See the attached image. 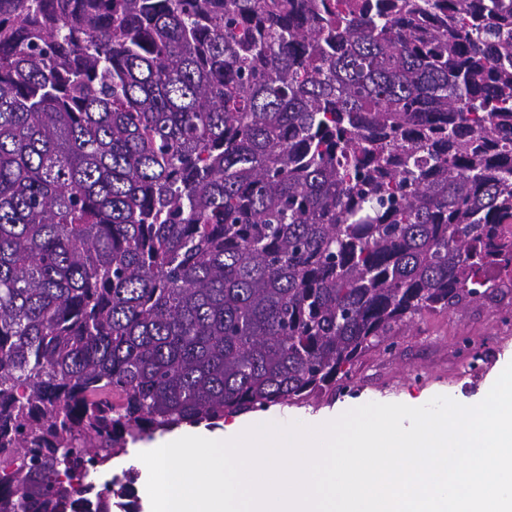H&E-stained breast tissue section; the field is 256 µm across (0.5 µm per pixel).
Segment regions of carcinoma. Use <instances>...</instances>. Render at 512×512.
I'll return each mask as SVG.
<instances>
[{"instance_id":"carcinoma-1","label":"carcinoma","mask_w":512,"mask_h":512,"mask_svg":"<svg viewBox=\"0 0 512 512\" xmlns=\"http://www.w3.org/2000/svg\"><path fill=\"white\" fill-rule=\"evenodd\" d=\"M507 224L512 0H0V512L336 390ZM170 433H172V432H170ZM170 433H165V434L156 433L152 438L145 439V440L140 441L134 445H129L130 448H128L127 454L115 457L111 460V462L107 466L98 467L97 471H92V472H95V473L97 472L102 475L103 478L101 481L97 474L90 473L89 477L85 479V483L91 482L93 485H95V489L93 490V492L95 493L102 488V486L105 482L111 480L112 476L119 475L121 477L123 471L128 470L130 468H134L138 472V478L132 485L134 486L135 493H136L135 498H136L138 504L140 505V511L142 512V510H141V504H142L141 487H140V480H139L140 479V469L135 465L136 461H139V459L137 458V455L141 452L152 450V448H143V447L152 445L153 443H155L159 439H162L165 435L170 434ZM140 500H141V502H140ZM142 509H143V504H142Z\"/></svg>"}]
</instances>
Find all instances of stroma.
Returning <instances> with one entry per match:
<instances>
[{"label":"stroma","mask_w":512,"mask_h":512,"mask_svg":"<svg viewBox=\"0 0 512 512\" xmlns=\"http://www.w3.org/2000/svg\"><path fill=\"white\" fill-rule=\"evenodd\" d=\"M512 363V288L425 312L396 329L392 348L364 352L350 388L295 406H275L266 420L315 425L369 402L412 404L446 395L464 405L479 402Z\"/></svg>","instance_id":"obj_1"}]
</instances>
